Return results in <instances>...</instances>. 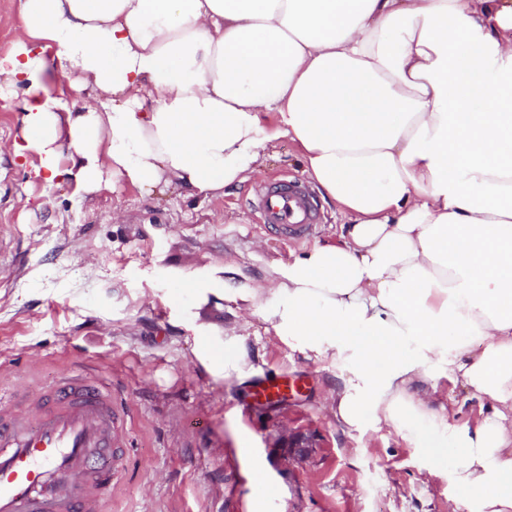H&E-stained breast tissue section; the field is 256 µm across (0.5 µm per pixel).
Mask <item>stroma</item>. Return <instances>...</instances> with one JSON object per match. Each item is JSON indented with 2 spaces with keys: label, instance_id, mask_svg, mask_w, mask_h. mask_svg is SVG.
Wrapping results in <instances>:
<instances>
[{
  "label": "stroma",
  "instance_id": "obj_1",
  "mask_svg": "<svg viewBox=\"0 0 512 512\" xmlns=\"http://www.w3.org/2000/svg\"><path fill=\"white\" fill-rule=\"evenodd\" d=\"M289 176L306 173L285 138L264 150L261 180L220 198L49 186L0 153V376L40 389L74 365L105 371L128 436L108 512H468L416 451L446 445V430L338 421L335 364L225 300V280L270 284L274 267L336 240L342 217L320 196L311 241L255 222L259 181ZM279 375L303 392L258 404L255 380ZM291 431L314 435L304 457L289 458Z\"/></svg>",
  "mask_w": 512,
  "mask_h": 512
}]
</instances>
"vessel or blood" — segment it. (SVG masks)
Instances as JSON below:
<instances>
[{
	"instance_id": "1",
	"label": "vessel or blood",
	"mask_w": 512,
	"mask_h": 512,
	"mask_svg": "<svg viewBox=\"0 0 512 512\" xmlns=\"http://www.w3.org/2000/svg\"><path fill=\"white\" fill-rule=\"evenodd\" d=\"M259 221L291 241L310 238L317 209L299 180L260 184ZM125 441L102 374L75 369L27 396L0 403V512H105Z\"/></svg>"
}]
</instances>
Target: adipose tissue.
<instances>
[{"instance_id":"1","label":"adipose tissue","mask_w":512,"mask_h":512,"mask_svg":"<svg viewBox=\"0 0 512 512\" xmlns=\"http://www.w3.org/2000/svg\"><path fill=\"white\" fill-rule=\"evenodd\" d=\"M0 80L46 184L223 196L285 138L345 222L225 283L306 358L341 367L340 422L431 418L469 512H512V0H18ZM55 47L68 93L50 88ZM492 409L451 419L441 381Z\"/></svg>"}]
</instances>
